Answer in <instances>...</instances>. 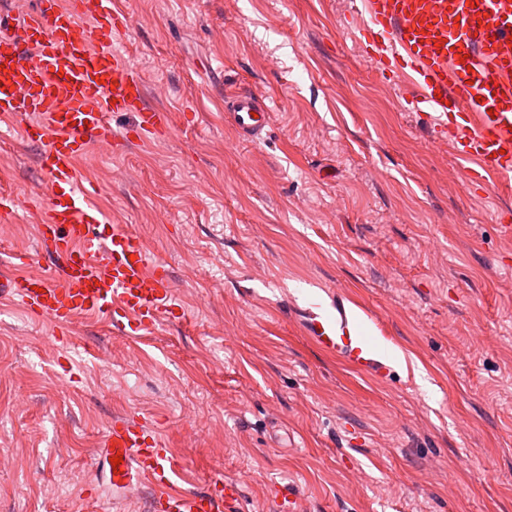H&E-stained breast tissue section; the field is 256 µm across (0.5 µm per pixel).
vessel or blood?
Wrapping results in <instances>:
<instances>
[{
	"mask_svg": "<svg viewBox=\"0 0 512 512\" xmlns=\"http://www.w3.org/2000/svg\"><path fill=\"white\" fill-rule=\"evenodd\" d=\"M352 15L359 51L389 61L390 81L412 90L407 111L468 162L470 186L484 190L511 176L512 0H355ZM127 22L121 0H38L33 9L14 0L0 13V118L21 123L25 140L40 148L49 191L36 241L52 261L51 271H33L29 256L15 253L11 271L0 273V294L49 321L62 342L82 316L115 335L142 337L182 310L170 270L128 225L107 223L94 190L77 176L90 141L121 142L114 113H133L139 139L170 128L169 113L148 104L142 75L113 43ZM224 109L239 137L263 138L272 112L265 98L237 90ZM289 307L319 351L354 372L390 379L378 323L351 296L312 291ZM88 464L116 505L146 489L148 512H237L236 481L212 492L174 490L179 464L160 426L140 415H113Z\"/></svg>",
	"mask_w": 512,
	"mask_h": 512,
	"instance_id": "b4317fda",
	"label": "vessel or blood"
}]
</instances>
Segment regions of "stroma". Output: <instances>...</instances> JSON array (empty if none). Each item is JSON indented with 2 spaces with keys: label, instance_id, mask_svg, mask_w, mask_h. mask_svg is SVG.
Returning a JSON list of instances; mask_svg holds the SVG:
<instances>
[{
  "label": "stroma",
  "instance_id": "35a3bbf8",
  "mask_svg": "<svg viewBox=\"0 0 512 512\" xmlns=\"http://www.w3.org/2000/svg\"><path fill=\"white\" fill-rule=\"evenodd\" d=\"M351 6L125 0L118 46L173 128L91 144L77 174L170 268L184 317L141 339L84 320L64 345L0 301V512H91L99 433L145 410L177 487L236 480L240 512L286 490L306 512H512V189L470 187L355 49ZM240 88L273 106L253 144L224 117ZM1 188L20 209L0 243L34 251L47 182L17 127ZM311 281L368 308L408 377L314 347L286 307Z\"/></svg>",
  "mask_w": 512,
  "mask_h": 512
}]
</instances>
